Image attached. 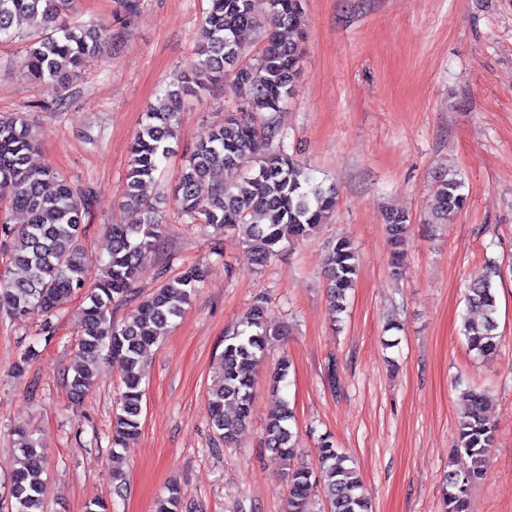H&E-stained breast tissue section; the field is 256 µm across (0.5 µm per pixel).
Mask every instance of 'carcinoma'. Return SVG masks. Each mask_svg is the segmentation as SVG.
Returning <instances> with one entry per match:
<instances>
[{"mask_svg": "<svg viewBox=\"0 0 512 512\" xmlns=\"http://www.w3.org/2000/svg\"><path fill=\"white\" fill-rule=\"evenodd\" d=\"M69 0H0V39L12 37L19 18L39 22L41 32L24 61L26 76L37 83L79 76L85 62L100 51L104 32L84 25H58ZM268 20L258 55L249 60L238 39L240 31ZM302 0H208L197 51L198 68L169 85L147 108L134 139L123 191L124 202L141 213L138 224L109 228L112 250L101 264V274L89 280L82 245L87 198L51 167L33 168L29 156L36 139L24 115L0 114V196L8 209L20 210L29 223L17 229L8 216L0 218V241L9 264L23 275L0 279V309L15 320L32 313L45 318V332L63 301L84 292L78 346L81 363L68 381L74 401H80L94 382L98 363L106 358L120 366L123 390L115 413L112 447L137 434L141 427L144 390L141 368L147 349L158 340V329L178 318L192 295L205 281L208 268L198 263L165 280L121 321L112 316L115 302L132 293L141 257L158 249L165 238L164 215L146 194L160 164L176 138L179 108L187 96H198L210 85L224 82V92L238 101V112L224 118L190 151L181 170L178 211L227 232H239L253 264L266 266L283 242L310 236L336 208V187L318 181L288 152L285 136L273 122L261 127L254 115L278 112L292 96L301 55L295 39L302 25ZM270 145L257 153V141ZM217 168L243 171L232 183H215ZM456 173L438 181L427 205L429 223L446 224L462 211L468 194ZM408 217L393 212L387 233L398 245ZM359 272L357 251L345 236L327 243L325 278L331 316L345 309L347 293ZM501 268L489 264L469 282L467 307L481 310L478 320L462 316L461 333L469 350L492 357L499 345L496 279ZM263 299L249 307L240 328L224 338L222 382L209 394L211 426L230 445L249 420L252 408L253 366L264 355L271 336ZM296 418L282 398L269 414L264 446L286 466L289 483L288 512H310L312 495L321 491L324 512H371L353 461L335 448L328 437L320 441L317 467L297 461ZM495 427L486 414V397L478 389L466 394L458 422L457 451L469 465L449 469L444 477V512H469L473 485L484 475ZM35 434L19 432L20 467L10 479L13 512H45L41 498L44 473ZM155 512H182L179 487L170 484Z\"/></svg>", "mask_w": 512, "mask_h": 512, "instance_id": "obj_1", "label": "carcinoma"}]
</instances>
